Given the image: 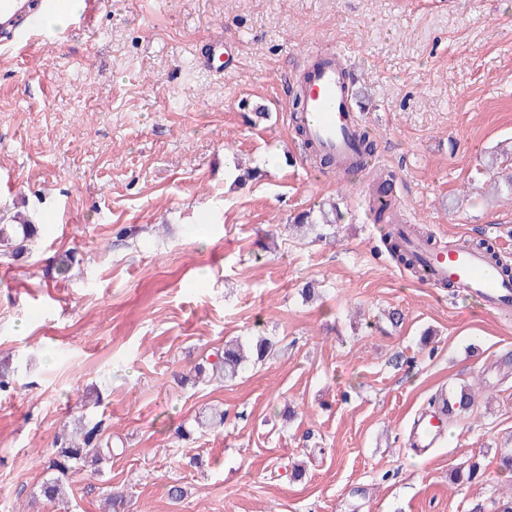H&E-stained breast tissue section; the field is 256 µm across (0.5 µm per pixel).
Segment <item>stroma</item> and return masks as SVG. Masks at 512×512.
I'll use <instances>...</instances> for the list:
<instances>
[{"instance_id": "stroma-1", "label": "stroma", "mask_w": 512, "mask_h": 512, "mask_svg": "<svg viewBox=\"0 0 512 512\" xmlns=\"http://www.w3.org/2000/svg\"><path fill=\"white\" fill-rule=\"evenodd\" d=\"M215 38L238 54L220 79L199 62ZM323 53L355 67L406 223L512 257V197L477 172L512 141V0H102L86 26L0 46V217L41 227L30 256H0V512H58L40 486L79 415L116 455L71 475L68 512H102L108 485L126 512H495L512 494V315L418 279L368 180L306 159L286 99ZM327 201L335 235L289 231ZM255 336L279 351L235 382H178ZM463 385L483 397L413 455L414 417ZM213 406L224 426L200 433ZM466 459L480 476L452 482ZM404 236L402 233L399 235L389 234L385 237V242L389 252L397 258L400 264L404 267L412 268L414 273L418 274L420 278L424 279L425 271L416 264L412 255L407 251L404 244Z\"/></svg>"}]
</instances>
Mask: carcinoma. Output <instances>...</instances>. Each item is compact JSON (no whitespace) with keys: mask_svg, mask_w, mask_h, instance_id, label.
I'll return each instance as SVG.
<instances>
[{"mask_svg":"<svg viewBox=\"0 0 512 512\" xmlns=\"http://www.w3.org/2000/svg\"><path fill=\"white\" fill-rule=\"evenodd\" d=\"M302 83L298 80L292 97L293 122L295 134L313 161L321 164H330V158L319 154L311 142L305 139L304 129L299 113L303 110ZM357 148L359 151L372 155L376 149L373 135L360 127L356 131ZM363 176L371 182L372 204L369 210L373 220L377 224L388 221V210L397 208L396 200L389 196L388 191L393 184L395 174L393 171L381 167H370ZM339 220V211L336 206L330 209H321L314 213L303 212L294 218L299 229H316L319 225H333ZM37 240V228L26 220H17L13 223L0 221V248H5V253L13 258H21L30 253ZM389 252L397 258L400 264L414 270L419 276H425V271L416 264L412 255L404 244V236L389 234L385 237ZM470 244L482 251L490 262L498 267L500 274L512 280V268L500 263V257L481 239H472ZM277 342L268 337L259 338L256 343L246 349L243 343L236 339L224 343V349L212 353L213 360L209 362L212 374L226 382H233L246 370L248 362L255 360L261 362L272 356ZM476 391L462 386L459 393L450 403L452 410L459 414H465L473 409ZM54 460L52 469L55 473L41 486L40 493L43 498L56 503L63 501L64 483L68 479L69 471L81 467L90 469L93 474L101 472L102 464L112 458V441L102 439L101 422H93L84 416L74 419V429L70 433H63L56 437L52 450Z\"/></svg>","mask_w":512,"mask_h":512,"instance_id":"cac0c4a2","label":"carcinoma"}]
</instances>
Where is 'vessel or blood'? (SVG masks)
I'll use <instances>...</instances> for the list:
<instances>
[{
    "instance_id": "b4317fda",
    "label": "vessel or blood",
    "mask_w": 512,
    "mask_h": 512,
    "mask_svg": "<svg viewBox=\"0 0 512 512\" xmlns=\"http://www.w3.org/2000/svg\"><path fill=\"white\" fill-rule=\"evenodd\" d=\"M27 0H0V32L9 33L17 46H27L39 33L37 25L23 24ZM349 78L336 55L319 56L306 74L303 112L308 137L325 153L346 164L355 157L353 130L356 115L349 94ZM415 252L428 267L426 280L434 286L456 283L480 297L489 310L512 306V281L491 272L484 254L478 250L451 246L439 251L416 247ZM445 409L422 415L412 431V446L424 452L442 434Z\"/></svg>"
}]
</instances>
